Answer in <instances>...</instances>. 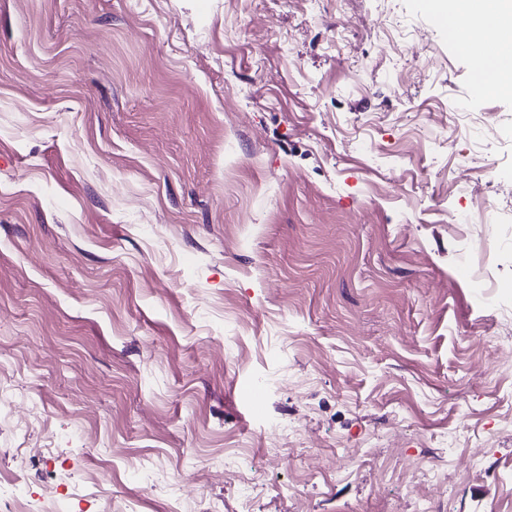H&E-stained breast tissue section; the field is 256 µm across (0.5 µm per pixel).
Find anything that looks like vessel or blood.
Listing matches in <instances>:
<instances>
[{"mask_svg":"<svg viewBox=\"0 0 512 512\" xmlns=\"http://www.w3.org/2000/svg\"><path fill=\"white\" fill-rule=\"evenodd\" d=\"M495 14L496 0H471L469 11L446 16L436 14L433 15L432 20L436 26L447 30L448 38L454 47L468 52L473 50L471 18L480 17L489 21ZM476 53L481 60L492 63L496 71H512V54L503 53L497 39L487 40Z\"/></svg>","mask_w":512,"mask_h":512,"instance_id":"vessel-or-blood-1","label":"vessel or blood"}]
</instances>
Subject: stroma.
<instances>
[{
  "label": "stroma",
  "instance_id": "stroma-1",
  "mask_svg": "<svg viewBox=\"0 0 512 512\" xmlns=\"http://www.w3.org/2000/svg\"><path fill=\"white\" fill-rule=\"evenodd\" d=\"M475 73L422 0H0V512H512Z\"/></svg>",
  "mask_w": 512,
  "mask_h": 512
}]
</instances>
